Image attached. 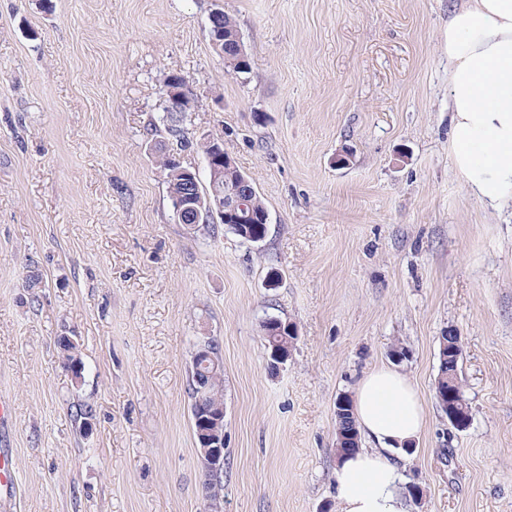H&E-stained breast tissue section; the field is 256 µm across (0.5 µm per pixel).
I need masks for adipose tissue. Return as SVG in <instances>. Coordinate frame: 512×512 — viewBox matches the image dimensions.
I'll return each mask as SVG.
<instances>
[{
	"label": "adipose tissue",
	"mask_w": 512,
	"mask_h": 512,
	"mask_svg": "<svg viewBox=\"0 0 512 512\" xmlns=\"http://www.w3.org/2000/svg\"><path fill=\"white\" fill-rule=\"evenodd\" d=\"M448 65L454 166L485 206L512 207V0H460L448 17ZM354 406L371 445L336 466L340 512H410L392 452L425 426L418 390L378 366L358 381Z\"/></svg>",
	"instance_id": "1"
}]
</instances>
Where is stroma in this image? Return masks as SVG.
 Masks as SVG:
<instances>
[{
  "label": "stroma",
  "mask_w": 512,
  "mask_h": 512,
  "mask_svg": "<svg viewBox=\"0 0 512 512\" xmlns=\"http://www.w3.org/2000/svg\"><path fill=\"white\" fill-rule=\"evenodd\" d=\"M457 0H0V426L12 512H206L191 427L199 337L224 362L223 512H338L336 400L373 367L419 390L411 512H512V209L468 192L449 145ZM233 16L250 72L208 17ZM269 212L264 242L176 223L156 145L163 80ZM40 282L29 287L30 275ZM297 328L270 372L261 323ZM461 338L472 421L436 404ZM74 337L84 371H65ZM403 349L394 361V349ZM90 409L82 417V409ZM75 340L71 338L70 336H59L57 339V345L60 349L61 357H62V365L66 371H69V364L68 361H73L76 357V354L79 356L78 360L76 361L75 368H73L74 376L75 378L80 379L83 371V362L79 355L78 350V343Z\"/></svg>",
  "instance_id": "35a3bbf8"
}]
</instances>
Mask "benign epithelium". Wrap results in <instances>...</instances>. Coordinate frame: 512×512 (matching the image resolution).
Here are the masks:
<instances>
[{"mask_svg":"<svg viewBox=\"0 0 512 512\" xmlns=\"http://www.w3.org/2000/svg\"><path fill=\"white\" fill-rule=\"evenodd\" d=\"M175 81L167 86V111L188 112L192 108V99L184 90V86L173 87ZM211 154L206 156L209 173V189L205 192L189 191L181 197L179 208L181 213L192 212L199 214L202 211L216 212L219 215L229 214L236 217L239 222H247L252 217L251 192L254 187L250 178L242 173L237 174L238 188L224 192V169L235 168L231 157L224 151V145L216 140H210ZM296 340L288 341V347H277L271 352L270 366L281 368L288 361ZM442 347L448 348V380L447 389L439 393L447 408L448 425L457 430L468 427L470 416L464 407L463 396L460 389L458 368L454 354L459 352L460 337L457 333H448V340L442 342ZM224 413L214 411L205 404H200L197 418V444L200 454L206 457L215 468L224 466Z\"/></svg>","mask_w":512,"mask_h":512,"instance_id":"1","label":"benign epithelium"}]
</instances>
